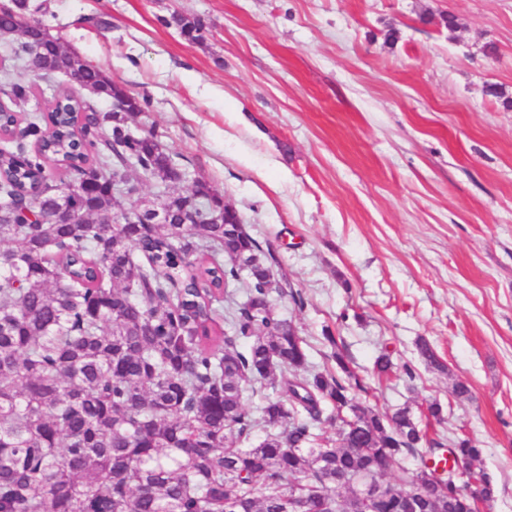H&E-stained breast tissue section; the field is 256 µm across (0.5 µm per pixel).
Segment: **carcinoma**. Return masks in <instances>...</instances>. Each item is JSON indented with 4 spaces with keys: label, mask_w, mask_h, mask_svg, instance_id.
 Returning <instances> with one entry per match:
<instances>
[{
    "label": "carcinoma",
    "mask_w": 512,
    "mask_h": 512,
    "mask_svg": "<svg viewBox=\"0 0 512 512\" xmlns=\"http://www.w3.org/2000/svg\"><path fill=\"white\" fill-rule=\"evenodd\" d=\"M27 0L0 12L11 61L3 79L13 107L0 145V512H477L480 493L450 481L447 460L469 463L481 449L456 437L430 439L408 408L381 414L352 403L343 351L337 375L310 372L307 344L271 301L279 282L241 224L224 223L223 199L197 179L145 206L167 224H118L117 197L142 182L188 174L153 129L128 120L146 100L61 46L41 20L20 26ZM189 41L204 24L166 20ZM28 74L31 82L13 80ZM72 75L97 97L126 104L101 112L62 90L51 112L16 116L33 86ZM70 177L55 179L48 163ZM66 203L73 224L50 217ZM245 301L227 314L228 289ZM224 323H219V320ZM418 359L445 369L426 341ZM280 372L286 399L250 410L246 392ZM336 406L324 415L323 404ZM337 419L336 439L316 425ZM262 430L257 445L235 448ZM425 449L413 473L408 455ZM377 493L364 503L353 483Z\"/></svg>",
    "instance_id": "carcinoma-1"
}]
</instances>
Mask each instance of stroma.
<instances>
[{"mask_svg":"<svg viewBox=\"0 0 512 512\" xmlns=\"http://www.w3.org/2000/svg\"><path fill=\"white\" fill-rule=\"evenodd\" d=\"M46 3L65 48L148 100L130 125L187 160L178 191L206 180L301 293L274 305L311 370L344 345L356 402L470 438L487 512H512V108L495 95L512 97V0ZM175 12L203 39L164 25Z\"/></svg>","mask_w":512,"mask_h":512,"instance_id":"1","label":"stroma"}]
</instances>
